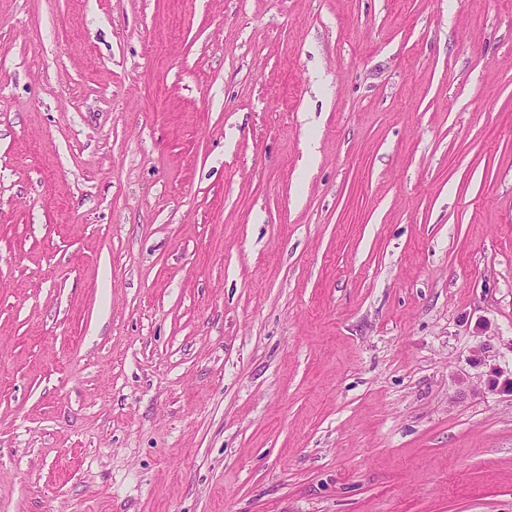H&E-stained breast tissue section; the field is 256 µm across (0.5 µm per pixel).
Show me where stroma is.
Listing matches in <instances>:
<instances>
[{"mask_svg":"<svg viewBox=\"0 0 512 512\" xmlns=\"http://www.w3.org/2000/svg\"><path fill=\"white\" fill-rule=\"evenodd\" d=\"M0 512H512V0H0Z\"/></svg>","mask_w":512,"mask_h":512,"instance_id":"stroma-1","label":"stroma"}]
</instances>
